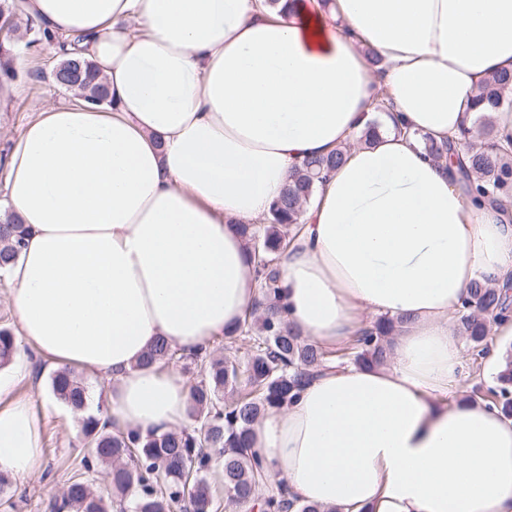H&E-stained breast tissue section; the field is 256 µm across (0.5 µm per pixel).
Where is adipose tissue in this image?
<instances>
[{
    "instance_id": "1",
    "label": "adipose tissue",
    "mask_w": 512,
    "mask_h": 512,
    "mask_svg": "<svg viewBox=\"0 0 512 512\" xmlns=\"http://www.w3.org/2000/svg\"><path fill=\"white\" fill-rule=\"evenodd\" d=\"M81 37L110 104L42 107L6 163L30 236L7 272L24 342L109 384L113 427L189 426L190 380L157 340L212 350L260 295L243 224L304 157L346 148L281 259L287 322L325 350L397 319L386 362L335 365L252 428L270 480L324 512H512V418L456 401L469 285L512 288V199H472L456 141L512 71V0H23ZM384 64L371 69L365 53ZM386 96L398 131L349 142ZM44 416L0 383V472L44 456Z\"/></svg>"
}]
</instances>
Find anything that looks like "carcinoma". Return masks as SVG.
Masks as SVG:
<instances>
[{"label":"carcinoma","instance_id":"carcinoma-1","mask_svg":"<svg viewBox=\"0 0 512 512\" xmlns=\"http://www.w3.org/2000/svg\"><path fill=\"white\" fill-rule=\"evenodd\" d=\"M12 9L0 7V81L15 78V44L18 25ZM65 60L80 65L60 76L69 83L67 92H77L96 104L108 101L105 79L93 64L78 52H64ZM512 91V72H498L485 80L475 97L480 112L473 126L462 132L466 161L460 172L477 183L476 191L488 196L512 195V150L497 140L495 126L486 112H497L512 103L505 94ZM424 149L436 159L448 156L453 145L439 144L421 137ZM344 151L325 157H309L297 164L280 196L272 203L264 224L240 225L242 235L252 244L251 259L259 279L261 297L254 312L224 344V354L188 357L158 341L143 357L141 365L157 360L204 366V376L191 384L190 430L141 437L112 432L96 415L82 425L89 455L83 467L94 471L107 467L112 502L93 489L92 479L82 477L67 486L51 512H216L217 492H224V508L235 506L247 512H321L310 504L288 497L278 486L258 492L268 482L264 460L250 452L253 424L269 409L279 408L295 397L302 382L328 365L331 353L317 347L287 323L272 301L280 276V256L291 234L299 233L304 206L310 202L323 175L342 162ZM28 235L25 226L13 217L0 224V269L15 259ZM512 311L507 299L486 280L473 282L457 312L461 336L470 348L482 354L494 320H504ZM395 330L390 318L378 319L356 340L348 359L357 365L382 363L388 357L389 336ZM256 336V350L247 357L238 355L236 340ZM16 351L10 331L0 330V366L8 364ZM506 368L498 375V406L512 416V346L505 352ZM53 395L67 406L81 410L87 389L74 371L62 369L50 378ZM137 495L126 506L130 489Z\"/></svg>","mask_w":512,"mask_h":512}]
</instances>
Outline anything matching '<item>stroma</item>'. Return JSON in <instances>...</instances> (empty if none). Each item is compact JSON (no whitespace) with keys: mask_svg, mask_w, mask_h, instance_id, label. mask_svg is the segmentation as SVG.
<instances>
[{"mask_svg":"<svg viewBox=\"0 0 512 512\" xmlns=\"http://www.w3.org/2000/svg\"><path fill=\"white\" fill-rule=\"evenodd\" d=\"M60 54L36 43L20 46L15 61L16 76L0 90V202L6 200L5 164L14 142L26 122L47 104H63L71 100L69 92L60 90L50 79L52 69L60 62ZM15 361L26 362L28 377L16 378L11 366L0 368V379L10 382L13 395L32 397L43 409L45 452L39 471L21 478H11L0 494V512H50V505L59 498L67 481L78 469L87 453L83 442V413L71 411L51 393L53 373L43 360L25 344H18ZM496 375L488 366L487 355L463 351V370L456 392L460 396L488 397L496 388Z\"/></svg>","mask_w":512,"mask_h":512,"instance_id":"1","label":"stroma"}]
</instances>
